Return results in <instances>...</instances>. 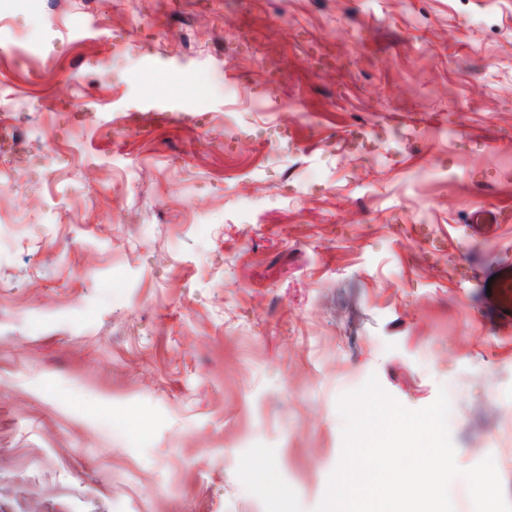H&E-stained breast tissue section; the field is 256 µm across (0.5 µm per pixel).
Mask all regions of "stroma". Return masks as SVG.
Masks as SVG:
<instances>
[{"label":"stroma","instance_id":"35a3bbf8","mask_svg":"<svg viewBox=\"0 0 512 512\" xmlns=\"http://www.w3.org/2000/svg\"><path fill=\"white\" fill-rule=\"evenodd\" d=\"M0 18V122L29 143L0 194L26 220L0 257V512H314L372 377L410 409L446 390L457 465L493 456L512 501V317L463 276L512 264V0ZM172 103L190 122L148 112Z\"/></svg>","mask_w":512,"mask_h":512}]
</instances>
